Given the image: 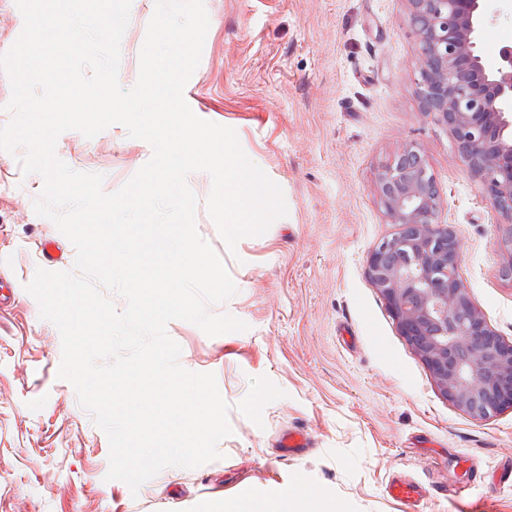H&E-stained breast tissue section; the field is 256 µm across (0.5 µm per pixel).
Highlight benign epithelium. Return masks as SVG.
Segmentation results:
<instances>
[{
    "label": "benign epithelium",
    "mask_w": 512,
    "mask_h": 512,
    "mask_svg": "<svg viewBox=\"0 0 512 512\" xmlns=\"http://www.w3.org/2000/svg\"><path fill=\"white\" fill-rule=\"evenodd\" d=\"M421 61L420 111L449 130L512 246V46L486 69L478 39L487 0H406ZM379 203L396 231L366 256L369 280L441 394L476 421L512 409V343L472 301L461 248L442 220L443 198L420 148L408 142L376 172Z\"/></svg>",
    "instance_id": "7a95c632"
}]
</instances>
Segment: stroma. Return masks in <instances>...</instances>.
<instances>
[{
  "mask_svg": "<svg viewBox=\"0 0 512 512\" xmlns=\"http://www.w3.org/2000/svg\"><path fill=\"white\" fill-rule=\"evenodd\" d=\"M201 62L184 88L201 119L234 129L247 158L284 194L286 217L235 252L203 206L199 234L237 292L211 306L246 323L207 336L168 323L180 363L210 372L229 404L220 459L164 469L131 492L107 480L109 443L57 376L61 337L26 286L37 269L74 268L75 248L37 216L42 188L0 151V512H204L215 498L312 491L344 512H512V410L477 422L437 388L367 277L366 255L390 224L375 173L406 142L428 160L442 217L460 240V276L475 305L512 342V258L500 218L446 128L419 110V59L405 0H204ZM155 0H132L119 84L137 80ZM478 49L512 43V10L490 0ZM58 158L119 190L152 156L114 124L88 139L61 134ZM52 242L51 257L42 247ZM308 434L282 454L284 430ZM423 487L417 504L390 497L391 478Z\"/></svg>",
  "mask_w": 512,
  "mask_h": 512,
  "instance_id": "1",
  "label": "stroma"
}]
</instances>
